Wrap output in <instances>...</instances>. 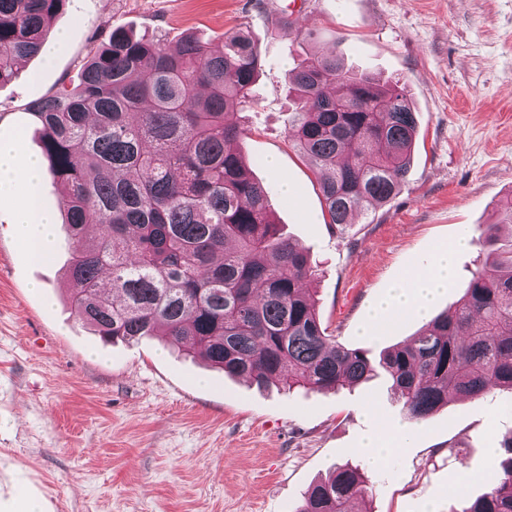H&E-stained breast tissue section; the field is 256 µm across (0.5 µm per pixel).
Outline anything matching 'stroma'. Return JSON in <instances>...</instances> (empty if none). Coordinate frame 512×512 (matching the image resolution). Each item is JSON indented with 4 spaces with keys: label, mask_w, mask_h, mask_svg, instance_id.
Returning a JSON list of instances; mask_svg holds the SVG:
<instances>
[{
    "label": "stroma",
    "mask_w": 512,
    "mask_h": 512,
    "mask_svg": "<svg viewBox=\"0 0 512 512\" xmlns=\"http://www.w3.org/2000/svg\"><path fill=\"white\" fill-rule=\"evenodd\" d=\"M116 28L215 46L242 30L255 42L256 103L231 121L246 131L239 145L283 235L308 251L322 321L346 347L376 356L409 342L421 319L372 324L368 309L439 246L478 237L512 197V0H67L46 38L55 52L26 59L0 85V138L41 155L31 103L76 80ZM332 51L355 72L400 78L418 129L400 193L341 230L286 140L291 70ZM25 191H0V512L23 495L41 498L44 512H294L345 464L367 477L371 512H460L484 493L491 449L512 438L511 396L455 398L415 422L382 373L291 395L157 338L104 342L69 302L59 184L48 176L38 188L56 212L53 253L39 262L16 235ZM482 261L474 244L457 255L433 313L458 300ZM396 424L410 431L409 446L369 465L364 436Z\"/></svg>",
    "instance_id": "35a3bbf8"
}]
</instances>
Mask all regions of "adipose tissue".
Wrapping results in <instances>:
<instances>
[{
    "mask_svg": "<svg viewBox=\"0 0 512 512\" xmlns=\"http://www.w3.org/2000/svg\"><path fill=\"white\" fill-rule=\"evenodd\" d=\"M43 176L40 163L22 152L18 140L0 141V186L21 183L27 187V194L17 202V225L22 241L37 260L49 257L52 247V217L43 210L34 192ZM468 244V239L461 238L440 247L426 269L412 273L404 284L394 289L388 300L377 304V312L389 315L406 311L425 315L433 298L446 289L453 278L455 253Z\"/></svg>",
    "mask_w": 512,
    "mask_h": 512,
    "instance_id": "ef3b65f1",
    "label": "adipose tissue"
}]
</instances>
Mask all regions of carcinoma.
<instances>
[{
	"mask_svg": "<svg viewBox=\"0 0 512 512\" xmlns=\"http://www.w3.org/2000/svg\"><path fill=\"white\" fill-rule=\"evenodd\" d=\"M67 0H0V84L43 48ZM260 70L243 30L210 47L187 36L169 45L114 29L92 49L79 81L31 104L48 174L64 186L72 256L69 300L106 340L147 337L196 351L258 386L329 391L385 371L408 419L451 397L512 393V198L478 243L490 250L457 303L403 345L347 348L327 334L305 284L307 252L281 237L267 192L237 148L245 130L229 112L254 104ZM297 106L288 141L320 181L329 224L389 202L411 166L416 117L399 81L345 67L336 53L293 74ZM94 216L102 233H87ZM111 277L103 290L102 272ZM367 486L341 466L307 490L295 512H353ZM460 512H512V441L487 490Z\"/></svg>",
	"mask_w": 512,
	"mask_h": 512,
	"instance_id": "carcinoma-1",
	"label": "carcinoma"
}]
</instances>
